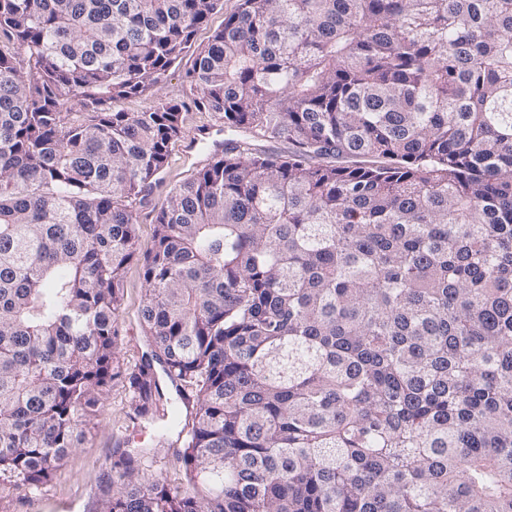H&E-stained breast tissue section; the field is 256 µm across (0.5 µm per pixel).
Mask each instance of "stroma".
I'll list each match as a JSON object with an SVG mask.
<instances>
[{
    "label": "stroma",
    "mask_w": 512,
    "mask_h": 512,
    "mask_svg": "<svg viewBox=\"0 0 512 512\" xmlns=\"http://www.w3.org/2000/svg\"><path fill=\"white\" fill-rule=\"evenodd\" d=\"M192 63V56H184L162 82L113 104L114 110L126 112L143 111L160 100H176L186 105L181 114L180 134L170 146L169 162L136 206L139 258L128 265L121 290L120 374L107 386L103 409L95 424L86 430L80 446L64 459L53 478L34 494L22 490L0 494V512H96L109 481L119 474L116 462L124 451L155 449V473L172 485L185 481L180 458L182 445L176 433L165 431L159 420L152 423L131 420L128 374L151 351L140 322L145 288L140 258L154 245L155 217L170 193L210 162L217 153L216 143L228 137L217 115L197 111L192 104L197 90L185 77ZM201 129L208 130V138L194 152L185 153L186 143Z\"/></svg>",
    "instance_id": "1"
}]
</instances>
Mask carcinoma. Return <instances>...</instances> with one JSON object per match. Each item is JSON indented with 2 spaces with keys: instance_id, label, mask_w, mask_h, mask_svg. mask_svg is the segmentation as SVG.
I'll return each mask as SVG.
<instances>
[{
  "instance_id": "cac0c4a2",
  "label": "carcinoma",
  "mask_w": 512,
  "mask_h": 512,
  "mask_svg": "<svg viewBox=\"0 0 512 512\" xmlns=\"http://www.w3.org/2000/svg\"><path fill=\"white\" fill-rule=\"evenodd\" d=\"M0 0V492H37L119 375L133 203L193 52L246 133L143 259L135 418L183 400L190 487L125 454L98 512H512V0ZM285 141V157L257 148ZM336 163H330V160ZM238 4L239 0H221L218 8L210 15L207 24L196 31L192 50L207 46L213 33L224 25V18L235 12Z\"/></svg>"
}]
</instances>
